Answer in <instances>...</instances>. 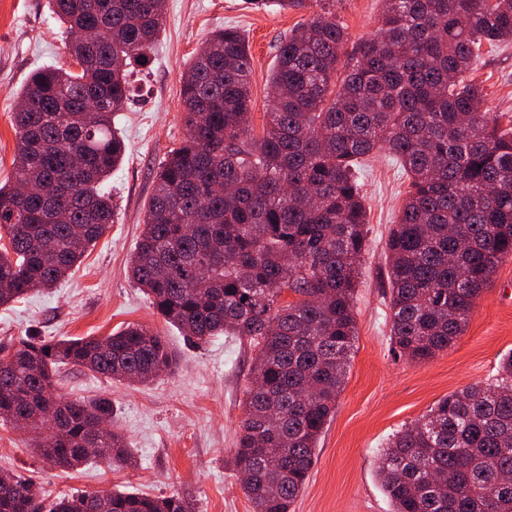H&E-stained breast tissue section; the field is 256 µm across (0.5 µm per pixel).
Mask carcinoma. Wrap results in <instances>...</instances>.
<instances>
[{
  "label": "carcinoma",
  "instance_id": "obj_1",
  "mask_svg": "<svg viewBox=\"0 0 512 512\" xmlns=\"http://www.w3.org/2000/svg\"><path fill=\"white\" fill-rule=\"evenodd\" d=\"M302 10L307 0H252ZM285 37L261 136L250 124L252 60L235 27L211 33L181 81L186 134L156 172L130 278L187 339L249 342L234 465L252 512H291L335 410L356 336L353 296L367 214L354 161L388 152L409 192L387 242L390 336L422 361L448 350L499 264L512 258V133L498 131L464 75L483 43L512 42V0H384L378 33L341 63L335 0ZM78 69L34 71L13 112V181L0 184V306L54 287L114 215L102 184L126 145L112 128L150 60L165 0H49ZM30 193L22 197L20 185ZM292 294L286 301L284 294ZM0 419L28 418L49 464L128 460L108 400L55 393L62 366L118 382L171 374L165 337L128 324L101 337L0 347ZM54 409L61 430L37 424ZM379 475L393 512H512V353L492 384L440 399L393 434ZM187 512L131 491L65 495L0 472V512Z\"/></svg>",
  "mask_w": 512,
  "mask_h": 512
}]
</instances>
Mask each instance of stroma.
Here are the masks:
<instances>
[{
	"mask_svg": "<svg viewBox=\"0 0 512 512\" xmlns=\"http://www.w3.org/2000/svg\"><path fill=\"white\" fill-rule=\"evenodd\" d=\"M382 4L336 0V14L349 34L345 54L376 34ZM303 18L300 11L254 9L246 0H166L150 64L134 74L133 99L115 120L127 150L106 184L115 206L113 223L57 288L0 307L2 344L22 336H106L137 323L165 336L180 356L175 374L147 385L115 383L76 367L63 369L57 379L67 398L111 401L112 425L132 454L126 466L104 460L73 469L51 466L34 450L32 432L0 422V471L34 480L46 500L65 493L137 490L181 496L192 512H250L232 455L252 381V352L233 336L203 344L187 340L131 281L127 262L155 171L185 136L180 79L202 40L227 26L245 33L252 55L253 128L259 133L276 47ZM68 41L48 0H0L1 183L13 175L16 95L37 68L70 63ZM466 78L483 90L496 124L512 130V43L483 45ZM359 167L368 233L354 297L357 335L336 413L318 441L315 466L292 512H392L376 473L389 437L448 394L494 381L501 359L512 353V259L499 265L453 347L422 362L394 351L386 243L409 179L386 152L361 159Z\"/></svg>",
	"mask_w": 512,
	"mask_h": 512,
	"instance_id": "obj_1",
	"label": "stroma"
}]
</instances>
